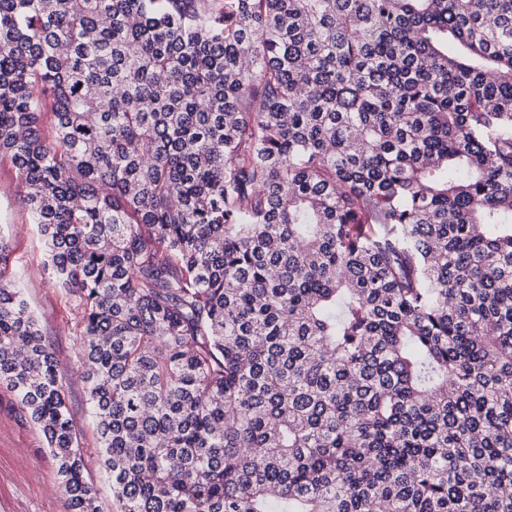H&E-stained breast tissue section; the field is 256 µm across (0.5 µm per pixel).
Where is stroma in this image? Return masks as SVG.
<instances>
[{"instance_id": "35a3bbf8", "label": "stroma", "mask_w": 512, "mask_h": 512, "mask_svg": "<svg viewBox=\"0 0 512 512\" xmlns=\"http://www.w3.org/2000/svg\"><path fill=\"white\" fill-rule=\"evenodd\" d=\"M0 235L7 242L6 264L50 343L61 375L72 424L82 449L87 482L100 512H116L111 481L99 460V440L91 416L88 385L78 362L74 296L59 288L43 267L45 246L32 224L16 168L0 162ZM0 512H66L57 466L30 416L0 386Z\"/></svg>"}]
</instances>
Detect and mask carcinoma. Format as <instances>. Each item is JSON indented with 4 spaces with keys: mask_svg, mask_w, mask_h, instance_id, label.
I'll return each mask as SVG.
<instances>
[{
    "mask_svg": "<svg viewBox=\"0 0 512 512\" xmlns=\"http://www.w3.org/2000/svg\"><path fill=\"white\" fill-rule=\"evenodd\" d=\"M2 159L117 512H512V0H0ZM4 252L0 385L100 512Z\"/></svg>",
    "mask_w": 512,
    "mask_h": 512,
    "instance_id": "carcinoma-1",
    "label": "carcinoma"
}]
</instances>
